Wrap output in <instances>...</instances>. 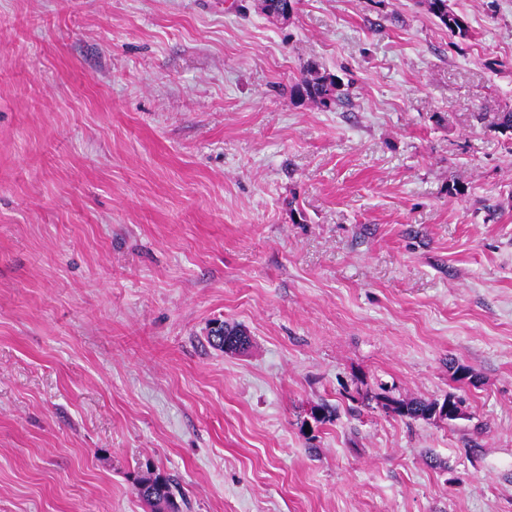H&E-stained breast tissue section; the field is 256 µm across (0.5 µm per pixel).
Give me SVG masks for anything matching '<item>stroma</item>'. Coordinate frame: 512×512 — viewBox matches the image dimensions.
<instances>
[{"label": "stroma", "mask_w": 512, "mask_h": 512, "mask_svg": "<svg viewBox=\"0 0 512 512\" xmlns=\"http://www.w3.org/2000/svg\"><path fill=\"white\" fill-rule=\"evenodd\" d=\"M449 4L0 0V512H512V0ZM421 2L426 11L437 18L448 29L449 35L462 40L469 37V29L466 22L451 9L448 0H423ZM342 86L335 74L322 70L315 62H307L302 66L300 78L289 87V93L293 99L315 102L331 110L347 99ZM209 342L224 352L233 353L244 350L249 344V337L237 325L224 322L211 331ZM460 403H462V400L459 397L448 395V397H446L442 402L438 400H412L409 402H393L394 406L392 409L398 415L411 419H428L432 416L438 415L440 418L453 421L456 419L449 416L448 411L445 413L444 410L453 406H457ZM135 488L151 512H184L187 505L174 480L160 473L152 472L149 477L140 479Z\"/></svg>", "instance_id": "1"}]
</instances>
